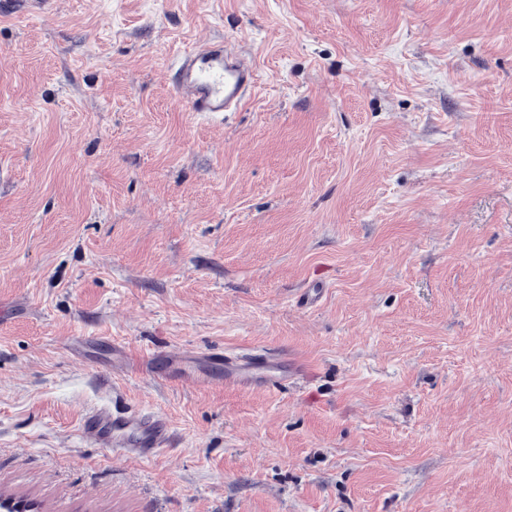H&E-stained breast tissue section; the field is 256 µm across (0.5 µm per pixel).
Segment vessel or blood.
<instances>
[{
    "instance_id": "obj_1",
    "label": "vessel or blood",
    "mask_w": 512,
    "mask_h": 512,
    "mask_svg": "<svg viewBox=\"0 0 512 512\" xmlns=\"http://www.w3.org/2000/svg\"><path fill=\"white\" fill-rule=\"evenodd\" d=\"M172 77L177 90L198 118L224 120L237 112L256 85L257 72L240 48L222 39L205 40L178 56ZM212 360L226 364L225 382L248 387L261 382L277 387L284 375L298 372L297 361L260 350H247L235 357L216 352ZM83 433L106 443L113 454L149 458L166 448L171 440L168 423L158 414L140 408L116 409L104 404L86 413Z\"/></svg>"
}]
</instances>
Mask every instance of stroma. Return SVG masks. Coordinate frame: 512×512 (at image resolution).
Instances as JSON below:
<instances>
[{
	"instance_id": "35a3bbf8",
	"label": "stroma",
	"mask_w": 512,
	"mask_h": 512,
	"mask_svg": "<svg viewBox=\"0 0 512 512\" xmlns=\"http://www.w3.org/2000/svg\"><path fill=\"white\" fill-rule=\"evenodd\" d=\"M212 37L258 88L202 122ZM255 348L305 371L207 360ZM102 401L172 443L114 456ZM0 493L512 512V0H0ZM172 78L199 119L225 120L237 112L256 85L257 72L241 48L223 39L205 40L178 56ZM217 364H231L234 366H252L259 370V374L249 375L240 373L230 366L224 370V381L241 387H249L253 382L259 381L267 388H276L279 379L285 374L293 375L299 370V363L295 360L280 356L273 358L272 354L260 350H247L240 352L234 358L224 354V351L210 355Z\"/></svg>"
}]
</instances>
